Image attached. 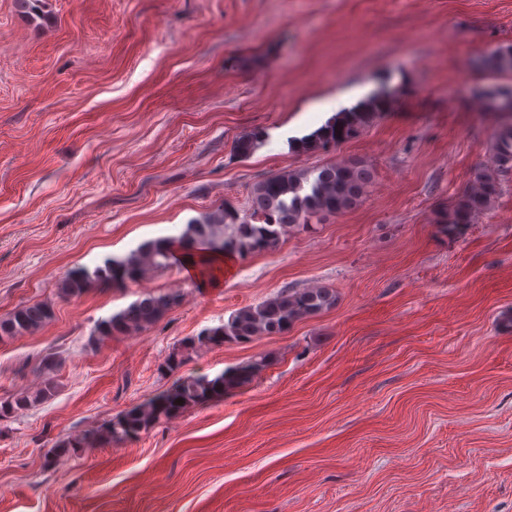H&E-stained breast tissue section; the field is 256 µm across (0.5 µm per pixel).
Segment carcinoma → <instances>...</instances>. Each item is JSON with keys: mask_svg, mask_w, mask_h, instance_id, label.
Segmentation results:
<instances>
[{"mask_svg": "<svg viewBox=\"0 0 512 512\" xmlns=\"http://www.w3.org/2000/svg\"><path fill=\"white\" fill-rule=\"evenodd\" d=\"M485 68L493 73L512 72V46L498 47L484 57ZM392 93L382 91L349 110L330 117L310 134L295 141L303 153L327 151L341 143L359 138L391 105ZM266 143L264 132L254 130L236 141V153L248 157ZM512 173V123L503 124L494 137V167L478 168L473 173L475 188L458 197L436 223L450 237L464 233L469 225L490 210L501 193V177ZM373 181V173L364 163H329L309 171H284L256 184L241 210L226 202L216 210L192 220L178 236H165L140 244L122 258L105 261L92 270L73 271L58 284L61 297L83 293L95 283L116 285L120 276L130 281L145 277L153 269H164L179 262L171 245L181 247L183 260L196 264L206 273L213 270L214 256L233 255L244 260L255 254L278 248L285 228L305 229L324 224L361 203ZM336 295L327 288H284L255 305L239 308L224 323L187 336L172 348L161 373L174 374L202 347L224 343H245L257 336L287 332L298 320L322 313L334 305ZM179 302L169 293L149 294L127 308L97 322L90 343L131 336L158 323ZM54 316L47 303L18 308L0 319V339L31 334ZM267 365L264 357L224 370L209 379L205 376H181L165 391L142 404L116 415L106 426L56 448L66 454L72 448H96L112 442L138 438L163 420L225 392L250 383ZM53 394V384L0 400V420L18 410L39 404Z\"/></svg>", "mask_w": 512, "mask_h": 512, "instance_id": "carcinoma-1", "label": "carcinoma"}]
</instances>
